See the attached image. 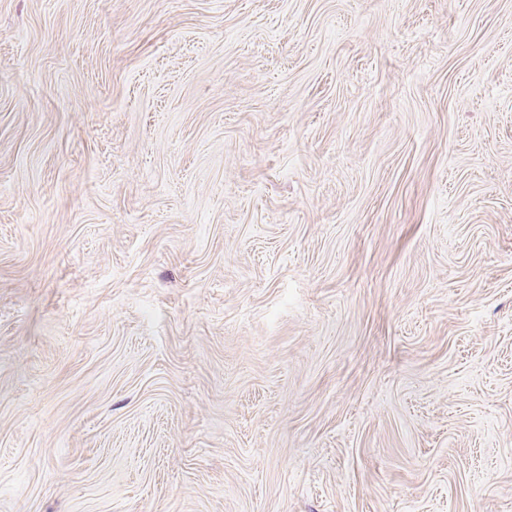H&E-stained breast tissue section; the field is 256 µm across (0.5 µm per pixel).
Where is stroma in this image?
I'll use <instances>...</instances> for the list:
<instances>
[{
    "label": "stroma",
    "mask_w": 512,
    "mask_h": 512,
    "mask_svg": "<svg viewBox=\"0 0 512 512\" xmlns=\"http://www.w3.org/2000/svg\"><path fill=\"white\" fill-rule=\"evenodd\" d=\"M0 512H512V0H0Z\"/></svg>",
    "instance_id": "stroma-1"
}]
</instances>
